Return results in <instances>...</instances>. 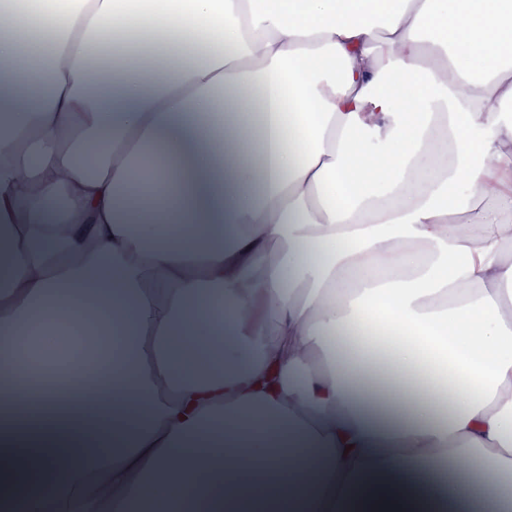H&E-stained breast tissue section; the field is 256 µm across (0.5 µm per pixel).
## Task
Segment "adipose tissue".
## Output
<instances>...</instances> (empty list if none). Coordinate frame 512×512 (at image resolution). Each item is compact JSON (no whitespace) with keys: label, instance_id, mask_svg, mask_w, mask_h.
Returning a JSON list of instances; mask_svg holds the SVG:
<instances>
[{"label":"adipose tissue","instance_id":"ef3b65f1","mask_svg":"<svg viewBox=\"0 0 512 512\" xmlns=\"http://www.w3.org/2000/svg\"><path fill=\"white\" fill-rule=\"evenodd\" d=\"M0 13V512H471L417 461L512 507V0ZM38 313L99 391L25 406Z\"/></svg>","mask_w":512,"mask_h":512}]
</instances>
